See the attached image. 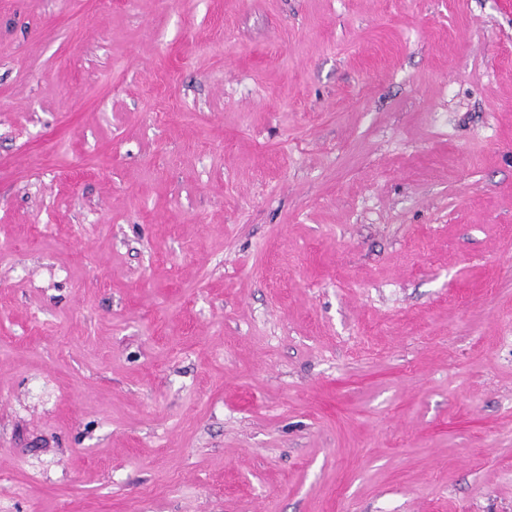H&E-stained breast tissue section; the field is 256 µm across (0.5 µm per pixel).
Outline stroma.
<instances>
[{"instance_id": "obj_1", "label": "stroma", "mask_w": 512, "mask_h": 512, "mask_svg": "<svg viewBox=\"0 0 512 512\" xmlns=\"http://www.w3.org/2000/svg\"><path fill=\"white\" fill-rule=\"evenodd\" d=\"M0 512H512V0H0Z\"/></svg>"}]
</instances>
